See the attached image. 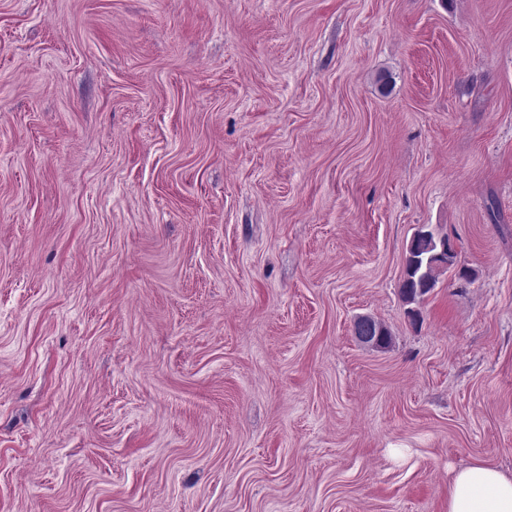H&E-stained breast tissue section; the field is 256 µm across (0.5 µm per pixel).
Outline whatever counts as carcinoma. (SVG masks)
<instances>
[{
  "instance_id": "cac0c4a2",
  "label": "carcinoma",
  "mask_w": 512,
  "mask_h": 512,
  "mask_svg": "<svg viewBox=\"0 0 512 512\" xmlns=\"http://www.w3.org/2000/svg\"><path fill=\"white\" fill-rule=\"evenodd\" d=\"M440 243L435 233L425 227L418 229L405 256L404 276L400 286L405 302L414 303L429 294L438 282Z\"/></svg>"
}]
</instances>
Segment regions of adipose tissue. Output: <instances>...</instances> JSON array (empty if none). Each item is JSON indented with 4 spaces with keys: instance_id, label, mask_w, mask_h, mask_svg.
<instances>
[{
    "instance_id": "1",
    "label": "adipose tissue",
    "mask_w": 512,
    "mask_h": 512,
    "mask_svg": "<svg viewBox=\"0 0 512 512\" xmlns=\"http://www.w3.org/2000/svg\"><path fill=\"white\" fill-rule=\"evenodd\" d=\"M448 512H512V476L486 464L458 470L448 493Z\"/></svg>"
}]
</instances>
